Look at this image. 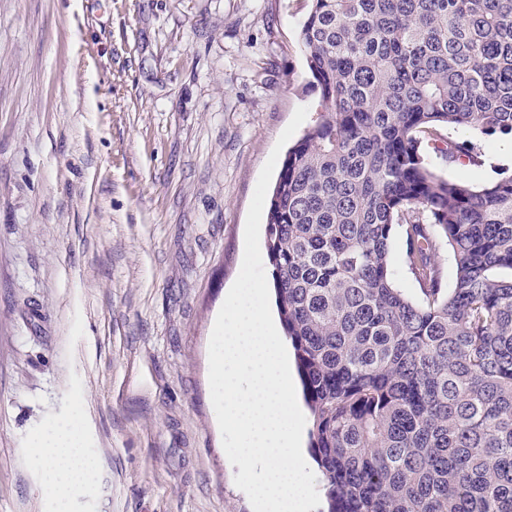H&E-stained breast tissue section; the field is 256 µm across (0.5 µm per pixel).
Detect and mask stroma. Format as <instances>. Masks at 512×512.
<instances>
[{"instance_id": "1", "label": "stroma", "mask_w": 512, "mask_h": 512, "mask_svg": "<svg viewBox=\"0 0 512 512\" xmlns=\"http://www.w3.org/2000/svg\"><path fill=\"white\" fill-rule=\"evenodd\" d=\"M307 0H0V512H51L33 461L80 414L71 512H252L208 349L260 171L320 91ZM483 184L512 161L476 138Z\"/></svg>"}]
</instances>
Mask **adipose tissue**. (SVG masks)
<instances>
[{
  "instance_id": "1",
  "label": "adipose tissue",
  "mask_w": 512,
  "mask_h": 512,
  "mask_svg": "<svg viewBox=\"0 0 512 512\" xmlns=\"http://www.w3.org/2000/svg\"><path fill=\"white\" fill-rule=\"evenodd\" d=\"M80 423V417L75 415L65 424L47 427L34 455L57 512H69L75 486L88 481L95 471L94 461L80 445Z\"/></svg>"
}]
</instances>
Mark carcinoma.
I'll return each mask as SVG.
<instances>
[{"label": "carcinoma", "instance_id": "1", "mask_svg": "<svg viewBox=\"0 0 512 512\" xmlns=\"http://www.w3.org/2000/svg\"><path fill=\"white\" fill-rule=\"evenodd\" d=\"M307 2L320 111L282 163L266 249L328 512H512V173L453 180L423 148L479 167L443 129L512 136V0ZM391 269L396 284L400 288H404L411 298L419 299L421 296L419 286L408 267L404 252L398 242H394L391 248Z\"/></svg>", "mask_w": 512, "mask_h": 512}]
</instances>
